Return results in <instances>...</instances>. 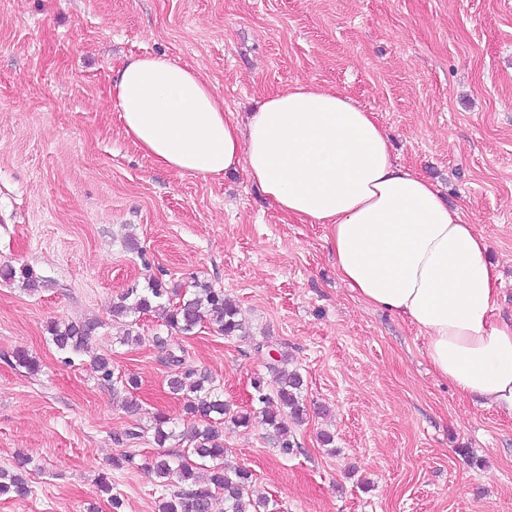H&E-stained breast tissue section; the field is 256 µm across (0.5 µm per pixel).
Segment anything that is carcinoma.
<instances>
[{"instance_id": "1", "label": "carcinoma", "mask_w": 512, "mask_h": 512, "mask_svg": "<svg viewBox=\"0 0 512 512\" xmlns=\"http://www.w3.org/2000/svg\"><path fill=\"white\" fill-rule=\"evenodd\" d=\"M0 277L8 281L19 278L31 290L40 283L39 276L26 266L18 270L8 265L0 267ZM176 294V289L167 288L164 282L155 279L145 288H129L119 295L112 302V316L125 318L133 310L161 312L166 335L153 336V342L161 349L170 348L172 335L190 336L204 323L224 337L246 335L239 310L224 298L223 290L198 282L189 296L173 304L171 299ZM95 329L96 324L89 321H53L47 331L58 350L83 353L88 351ZM169 361L179 367L169 378L170 392L181 396L184 413L201 426L194 428L187 448L177 454H161L146 465L160 486H187L185 490L163 497L159 512H213L219 495L224 497L225 512H279L277 502L250 495L252 473L249 469L226 460L221 425L224 416L229 414V405L224 402V394L217 391L208 375L184 365V359L172 351ZM285 362L282 357L269 365L274 395L263 392V381L255 382L258 407L231 416V421L241 426L260 422L272 430L280 451L288 455L296 446L288 420L302 422L306 409L302 377L297 372L287 371ZM176 438L180 435L173 419L164 413L157 414L153 426L155 443L162 447ZM29 492L24 463H19L14 471L0 468V497H25Z\"/></svg>"}]
</instances>
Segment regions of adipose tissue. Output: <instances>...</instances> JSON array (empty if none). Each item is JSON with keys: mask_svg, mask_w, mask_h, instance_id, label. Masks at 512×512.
I'll return each instance as SVG.
<instances>
[{"mask_svg": "<svg viewBox=\"0 0 512 512\" xmlns=\"http://www.w3.org/2000/svg\"><path fill=\"white\" fill-rule=\"evenodd\" d=\"M112 97L125 135L158 167L204 180L243 167L285 216L320 224L341 279L427 339L458 394L512 413V322L493 319L488 243L425 177L397 165L375 118L343 91L297 82L244 120L192 68L127 59Z\"/></svg>", "mask_w": 512, "mask_h": 512, "instance_id": "ef3b65f1", "label": "adipose tissue"}]
</instances>
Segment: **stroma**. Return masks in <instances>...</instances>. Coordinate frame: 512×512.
Here are the masks:
<instances>
[{
  "instance_id": "35a3bbf8",
  "label": "stroma",
  "mask_w": 512,
  "mask_h": 512,
  "mask_svg": "<svg viewBox=\"0 0 512 512\" xmlns=\"http://www.w3.org/2000/svg\"><path fill=\"white\" fill-rule=\"evenodd\" d=\"M146 54L196 68L240 118L298 81L374 113L397 163L486 238L493 318L512 320V0H0V267L41 279H0V467L31 459L29 495L0 512H158L143 468L160 450L153 417L193 422L167 387L157 313L133 314L136 345L119 344L131 321L112 317L117 295L153 278L212 284L240 309L247 336L204 326L173 341L231 411L255 406L271 357L302 376L293 453L259 423L224 424L253 496L281 512H512V415L461 398L414 326L364 304L321 225L283 217L244 169L181 177L126 138L112 78ZM53 321L95 322L92 353L137 378V413L92 354L57 350ZM124 454L132 464L113 468Z\"/></svg>"
}]
</instances>
